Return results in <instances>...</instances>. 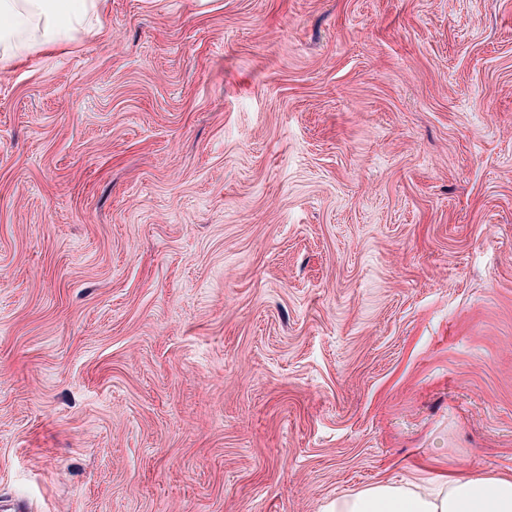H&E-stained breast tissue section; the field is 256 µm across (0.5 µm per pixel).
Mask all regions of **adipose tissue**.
<instances>
[{
	"label": "adipose tissue",
	"mask_w": 512,
	"mask_h": 512,
	"mask_svg": "<svg viewBox=\"0 0 512 512\" xmlns=\"http://www.w3.org/2000/svg\"><path fill=\"white\" fill-rule=\"evenodd\" d=\"M105 0H0V67L96 36ZM323 512H512V475L458 473L424 485L383 481L336 496Z\"/></svg>",
	"instance_id": "1"
}]
</instances>
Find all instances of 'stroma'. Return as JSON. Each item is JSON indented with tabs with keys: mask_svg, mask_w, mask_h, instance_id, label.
<instances>
[{
	"mask_svg": "<svg viewBox=\"0 0 512 512\" xmlns=\"http://www.w3.org/2000/svg\"><path fill=\"white\" fill-rule=\"evenodd\" d=\"M101 26L0 70V507L512 473V0Z\"/></svg>",
	"mask_w": 512,
	"mask_h": 512,
	"instance_id": "35a3bbf8",
	"label": "stroma"
}]
</instances>
